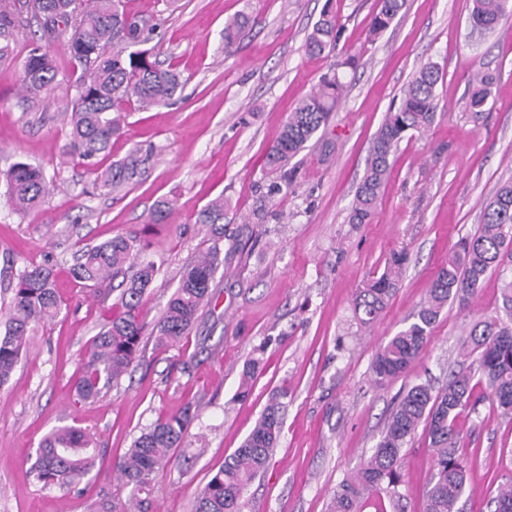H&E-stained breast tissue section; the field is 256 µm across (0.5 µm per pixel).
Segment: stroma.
Wrapping results in <instances>:
<instances>
[{
	"mask_svg": "<svg viewBox=\"0 0 512 512\" xmlns=\"http://www.w3.org/2000/svg\"><path fill=\"white\" fill-rule=\"evenodd\" d=\"M329 0H124L127 12L153 25L148 43L159 61L177 64L187 83L173 105L131 112L100 165L136 144L153 146L155 163L140 183L117 193L94 190L68 154L73 61L65 38L47 43L57 65L45 101H27L20 86L30 22L0 64V171L26 162L50 188L40 210L16 214L0 183V310L12 298L9 267L50 262L62 300L58 317L30 336L10 379L0 387V512H88L133 440L159 413L198 405L191 445L154 482L150 512H192L201 488L223 467L265 409L287 389L284 428L265 473L245 496L244 512H327L344 475L374 450L405 385L428 375L442 385L460 360L463 329L492 314L500 280L489 274L467 308L445 307L431 342L405 376L378 388L371 364L377 347L412 322L438 267L458 241L479 232L481 200L512 180V25L471 36V0H407L376 39L368 26L378 0L333 1L344 25L339 56L306 53L307 34ZM249 10L256 19L225 52L227 18ZM442 73L438 111L422 134L403 139L372 223L349 221L351 203L374 133L426 62ZM493 74L481 116L465 106L470 76ZM346 84L321 138L288 166V187L268 195L266 150L295 101L321 79ZM232 203L224 216V264L213 299L186 340L157 349L145 338L141 360L93 403L78 402L73 383L81 356L112 314V300L78 287L79 251L135 231L163 277L143 300L147 321L162 313L186 264L212 245L196 213L212 198ZM173 204L164 224L150 214ZM272 212L263 224L242 218L258 201ZM408 256L401 284L378 320L358 330L353 301L380 275L389 256ZM261 358L248 397L237 390L244 361ZM77 426L98 441L100 458L82 493L36 484L30 474L41 440ZM512 422L484 404L463 424L460 453L471 468L465 512H490L488 500L505 472ZM433 459L416 433L403 460L405 512H423Z\"/></svg>",
	"mask_w": 512,
	"mask_h": 512,
	"instance_id": "1",
	"label": "stroma"
}]
</instances>
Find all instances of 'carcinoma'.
<instances>
[{
	"instance_id": "obj_1",
	"label": "carcinoma",
	"mask_w": 512,
	"mask_h": 512,
	"mask_svg": "<svg viewBox=\"0 0 512 512\" xmlns=\"http://www.w3.org/2000/svg\"><path fill=\"white\" fill-rule=\"evenodd\" d=\"M122 0H26L22 3L40 25L41 39L54 40L69 33L68 49L81 74L75 81L70 118L69 154L94 174L99 190H116L145 177L154 165L155 150L133 146L127 154L98 170L97 157L107 152L112 139L122 134L132 108L147 109L174 101L186 84L178 67L153 59L147 49L144 29L137 17L121 7ZM406 0H380L369 35L387 30L405 7ZM469 22L487 32L512 23V0H472ZM254 25L242 12L224 22V52H231L241 34ZM19 10L14 3L0 2V63L10 58L11 44L23 34ZM343 27L338 13L328 8L308 34L305 49L321 55L338 50ZM112 51H107V46ZM57 74L53 58L34 41L22 64L21 88L38 99L48 94ZM441 79L437 65H422L403 89L400 102L386 113L377 130L368 163L351 204L350 223H370L389 172V158L399 143L415 132L429 128L436 118L435 88ZM492 78L475 75L469 81L467 106L483 111L490 96ZM344 84L337 78L323 80L302 97L288 113L281 133L266 151V173H278L327 125L330 113L342 98ZM13 206L27 213L37 209L48 192L42 171L17 163L0 172ZM228 200L220 195L204 205L196 223L209 227L214 244L195 257L183 271L180 284L154 324L142 311L143 297L153 287L160 266L141 258L145 252L139 233L118 235L88 247L77 258L75 278L96 291L103 284L117 283L112 319L92 338L82 358L74 383L77 398L94 401L140 359L146 331L160 346L180 343L211 304V285L223 264L219 241L224 238V214ZM482 224L478 234L461 239L448 264L441 267L427 290L414 321L380 344L372 362L374 382L380 386L411 371L428 348L433 325L450 301L466 305L479 291L487 274L502 280L501 304L494 314L476 321L462 339L466 367L450 374L435 388L428 381L412 383L396 398L381 438L360 467L333 490L329 512H361L373 499L375 512H404L401 462L405 448L418 427L429 439L433 472L425 493L424 512H459L457 503L468 484L467 463L458 454L461 421L478 413L488 401L500 415L512 421V181L499 185L481 202ZM407 261L404 253L392 255L380 276L371 279L354 299L359 325L370 326L398 291ZM13 296L4 314L0 334V386L12 377L19 356L38 325L56 317L61 305L48 263L26 264L14 277ZM260 361H245L238 396L249 393V383ZM284 390L274 394L242 445L202 487L193 512H243L244 495L250 483L269 465L283 429L281 409ZM197 407L187 402L171 415L161 414L136 439L117 464L118 480L126 497L106 488L100 491L92 512H150V494L155 478L175 463L174 451L183 448ZM99 454L95 438L75 426L60 427L41 441L30 473L42 488L80 492V485L95 468ZM491 502L494 512H512V472L497 483Z\"/></svg>"
}]
</instances>
